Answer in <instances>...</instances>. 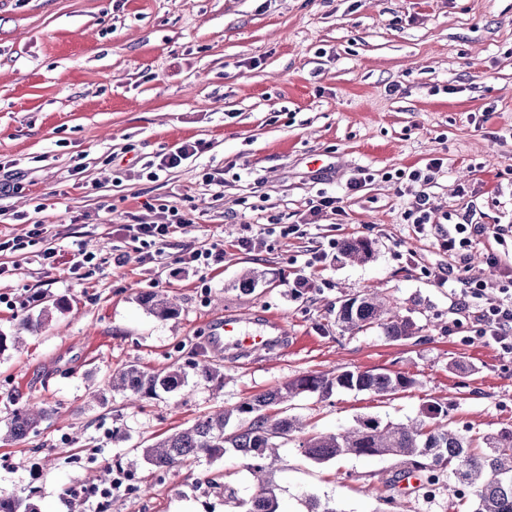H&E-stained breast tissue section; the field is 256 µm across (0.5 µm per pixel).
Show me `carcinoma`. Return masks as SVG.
Returning <instances> with one entry per match:
<instances>
[{"instance_id": "carcinoma-1", "label": "carcinoma", "mask_w": 512, "mask_h": 512, "mask_svg": "<svg viewBox=\"0 0 512 512\" xmlns=\"http://www.w3.org/2000/svg\"><path fill=\"white\" fill-rule=\"evenodd\" d=\"M342 254L350 262H365L372 254L371 243L364 239L344 242ZM144 307L158 318L177 312V305L157 293L142 296ZM336 322L345 330L379 328L394 341L415 335V324L389 307L376 290L345 298L336 311ZM43 321L29 316L18 322L17 335L0 334V351L19 343V334L40 330ZM202 376L224 384V374L208 363H196ZM186 372L173 365L165 371H146L136 364L112 374L106 384L109 391L121 393L136 407L159 393H172L185 386ZM412 378L400 373L343 370L336 374L307 373L285 381L281 386L255 395L231 409L220 407L142 449V460L160 475L205 459L215 461L232 451L239 456L256 483V493L248 500H236L234 490L217 475L206 476L198 484L234 502L240 512H279L278 485L270 479L277 448L290 442L301 454L317 463L341 456H393L403 459V469L382 484L396 483L418 476L415 489L426 496L433 486L448 476L471 498V512H512V429L477 437L463 434L440 421L447 415L439 404L427 408L428 420L409 419L404 423H383L374 417L358 420L351 428L337 433H314L299 420L278 414L274 409L301 394L329 397L335 390L370 392L387 397L409 389ZM50 417V410L39 403L18 408L0 425V441L22 440L37 432ZM0 512H39L31 496L0 493Z\"/></svg>"}]
</instances>
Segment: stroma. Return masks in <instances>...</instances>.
I'll use <instances>...</instances> for the list:
<instances>
[{
  "label": "stroma",
  "mask_w": 512,
  "mask_h": 512,
  "mask_svg": "<svg viewBox=\"0 0 512 512\" xmlns=\"http://www.w3.org/2000/svg\"><path fill=\"white\" fill-rule=\"evenodd\" d=\"M202 141L193 161L150 178L162 149ZM430 182L411 181L430 160ZM217 172L223 185L207 184ZM0 237L33 225L53 247L93 245L87 278L50 270L42 244L0 255V295L40 291L45 327L0 352V421L28 402L53 410L26 440L0 442V489L35 490L41 512H94L78 495L115 458L138 460L156 436L183 428L304 373L392 371L411 388L391 398L339 390L302 395L286 415L320 433L377 417L400 422L439 403L473 435L512 428V348L478 334L461 310L460 281L497 298L512 274V0H0ZM342 212L310 219L320 194ZM429 198L425 229L410 214ZM191 223L172 249L143 262L120 224ZM482 225L466 254L446 240L461 219ZM291 234H284V227ZM251 237L256 246L240 249ZM361 237L363 263L340 256ZM223 241L224 261L179 269L184 249ZM257 277L245 292V273ZM377 289L416 334L350 332L328 307ZM173 298L162 320L144 294ZM246 331L281 324L276 351L239 356L210 343L224 315ZM200 355L223 387L188 370L177 393L143 407L118 393L93 401L109 376L136 363L160 371ZM273 472L281 512L315 497L337 512H466L437 485L420 498L377 478L393 457L325 463L287 444ZM144 491L116 493L109 512H228L185 472L140 464Z\"/></svg>",
  "instance_id": "obj_1"
}]
</instances>
